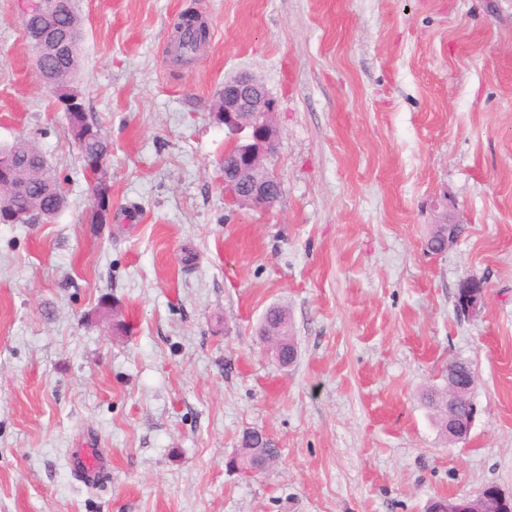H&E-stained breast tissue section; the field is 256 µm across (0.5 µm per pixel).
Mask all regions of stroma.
Masks as SVG:
<instances>
[{
    "label": "stroma",
    "mask_w": 512,
    "mask_h": 512,
    "mask_svg": "<svg viewBox=\"0 0 512 512\" xmlns=\"http://www.w3.org/2000/svg\"><path fill=\"white\" fill-rule=\"evenodd\" d=\"M76 85L111 144L109 223L17 0H0V144L37 142L66 210L0 224V512H426L512 493V0H75ZM210 37L186 64L173 26ZM275 102L281 183L224 193L219 89ZM465 231L435 256L434 196ZM487 287L459 314L461 280ZM285 307L281 366L259 334ZM477 376L466 442L421 396ZM279 448L228 469L243 436ZM111 459L83 484L70 459ZM275 312L265 323V329L271 334L270 336H278L283 341L281 349V360H287L288 356L294 355L297 348L288 328V315L286 310L280 306L275 307ZM489 499L495 505V511L506 512L509 511L512 502V496H507L504 492L499 490L489 491L487 488L475 498L470 497H448V512H469L470 505L474 499Z\"/></svg>",
    "instance_id": "1"
}]
</instances>
